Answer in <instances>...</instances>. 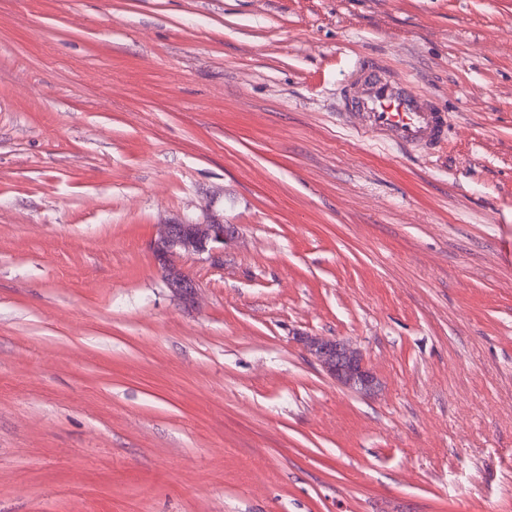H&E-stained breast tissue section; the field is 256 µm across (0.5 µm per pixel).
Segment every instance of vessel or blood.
<instances>
[{
    "mask_svg": "<svg viewBox=\"0 0 512 512\" xmlns=\"http://www.w3.org/2000/svg\"><path fill=\"white\" fill-rule=\"evenodd\" d=\"M345 97L350 128L375 140L429 151L448 139L447 115L386 67L358 61Z\"/></svg>",
    "mask_w": 512,
    "mask_h": 512,
    "instance_id": "b4317fda",
    "label": "vessel or blood"
}]
</instances>
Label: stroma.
Masks as SVG:
<instances>
[{
    "label": "stroma",
    "mask_w": 512,
    "mask_h": 512,
    "mask_svg": "<svg viewBox=\"0 0 512 512\" xmlns=\"http://www.w3.org/2000/svg\"><path fill=\"white\" fill-rule=\"evenodd\" d=\"M361 56L446 148L342 125ZM0 512H512V0H0ZM234 232L231 225L212 221L209 224H164L152 249L161 269L171 272V257L178 250L186 254H207L218 259L224 252V242ZM301 341L331 379L356 393L372 389L373 373L363 355L347 342L322 336H307Z\"/></svg>",
    "instance_id": "1"
}]
</instances>
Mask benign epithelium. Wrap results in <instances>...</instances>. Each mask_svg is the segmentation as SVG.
I'll use <instances>...</instances> for the list:
<instances>
[{
    "instance_id": "obj_1",
    "label": "benign epithelium",
    "mask_w": 512,
    "mask_h": 512,
    "mask_svg": "<svg viewBox=\"0 0 512 512\" xmlns=\"http://www.w3.org/2000/svg\"><path fill=\"white\" fill-rule=\"evenodd\" d=\"M234 228L221 222L208 224H165L152 249L158 265L171 273L170 287L176 295L183 297L192 292L195 283L186 274L171 272V257L178 251L186 254H206L211 259L224 252V242ZM306 350L322 367L323 371L345 388L356 393L369 392L374 376L365 363L363 355L347 342L338 338L308 336L302 340Z\"/></svg>"
}]
</instances>
